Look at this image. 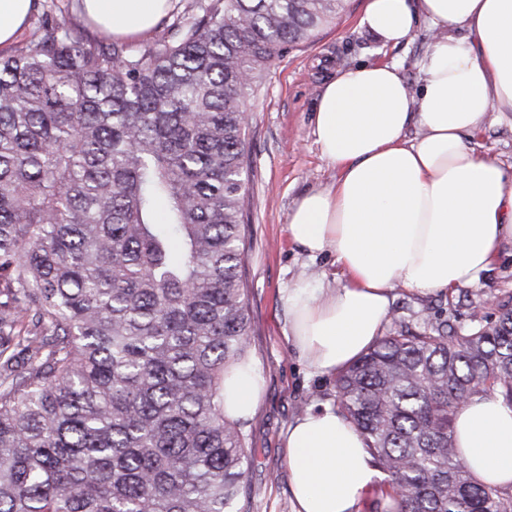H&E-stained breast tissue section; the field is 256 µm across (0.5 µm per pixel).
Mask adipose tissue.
Wrapping results in <instances>:
<instances>
[{
	"label": "adipose tissue",
	"mask_w": 512,
	"mask_h": 512,
	"mask_svg": "<svg viewBox=\"0 0 512 512\" xmlns=\"http://www.w3.org/2000/svg\"><path fill=\"white\" fill-rule=\"evenodd\" d=\"M169 0H83L85 18L117 37L153 28ZM363 24L383 45L418 24L434 38L418 91L395 63L338 68L318 102L313 133L337 177L301 197L288 237L305 253H333L343 283L287 296L288 340L309 366L335 372L381 335L390 293L472 285L512 238V170L471 138L488 113L512 124V0H366ZM422 131L407 138L409 127ZM261 383L251 366L224 378V414L249 417ZM457 444L480 483L512 490V405L495 391L456 412ZM294 512H355L380 479L363 438L336 409L305 414L285 440Z\"/></svg>",
	"instance_id": "adipose-tissue-1"
}]
</instances>
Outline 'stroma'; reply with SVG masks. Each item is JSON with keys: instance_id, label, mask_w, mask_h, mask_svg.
Wrapping results in <instances>:
<instances>
[{"instance_id": "obj_1", "label": "stroma", "mask_w": 512, "mask_h": 512, "mask_svg": "<svg viewBox=\"0 0 512 512\" xmlns=\"http://www.w3.org/2000/svg\"><path fill=\"white\" fill-rule=\"evenodd\" d=\"M365 0H348L336 23L322 27L306 43L287 53L270 72L249 107L247 153L249 204L244 222L250 246L245 277L253 331L250 360L262 392L247 420L249 457L245 512H293L284 438L301 411L335 405V376L312 369L287 339L288 290L306 282L330 291L343 278L332 253L317 257L294 247L288 212L305 194L330 188L336 170L322 157L313 135L315 112L325 81L338 64L394 62L411 88H418V63L431 40L419 25L401 45L382 46L360 23ZM65 18L89 38L100 31L81 15L79 0H37L17 43H25L44 17ZM512 296V241H504L493 268L479 284L422 296L394 288L384 335L407 329L424 332L428 316L464 330L474 309L494 313V301Z\"/></svg>"}]
</instances>
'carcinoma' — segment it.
<instances>
[{
    "label": "carcinoma",
    "instance_id": "obj_1",
    "mask_svg": "<svg viewBox=\"0 0 512 512\" xmlns=\"http://www.w3.org/2000/svg\"><path fill=\"white\" fill-rule=\"evenodd\" d=\"M347 0H195L163 43L65 22L0 54V512H243L246 105ZM463 333L381 338L337 372L384 474L370 512H512L454 416L512 405V297Z\"/></svg>",
    "mask_w": 512,
    "mask_h": 512
}]
</instances>
